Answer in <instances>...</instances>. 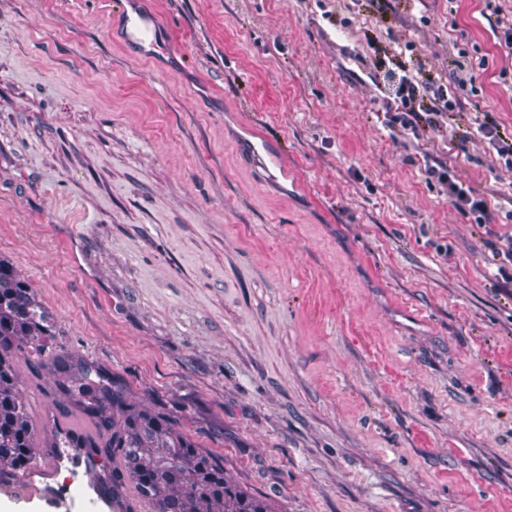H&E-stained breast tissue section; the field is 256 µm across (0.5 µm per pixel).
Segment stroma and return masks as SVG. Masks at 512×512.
<instances>
[{"label":"stroma","mask_w":512,"mask_h":512,"mask_svg":"<svg viewBox=\"0 0 512 512\" xmlns=\"http://www.w3.org/2000/svg\"><path fill=\"white\" fill-rule=\"evenodd\" d=\"M0 0V258L53 350L159 401L271 512H512V0ZM402 58H394V51ZM404 63L460 99L384 126ZM484 200L475 224L426 172ZM33 442L66 406L16 356ZM138 0H114L113 11L123 17L125 26L124 43L133 50L138 61H154L157 55L164 53L165 42L157 37L158 21L154 16L142 14L136 10ZM478 130L488 139L489 144L498 152L499 155L510 156L507 158V164L512 167V134L510 138L502 134L499 130V124L491 115H484L483 121L479 124Z\"/></svg>","instance_id":"stroma-1"}]
</instances>
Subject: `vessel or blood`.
<instances>
[{"mask_svg":"<svg viewBox=\"0 0 512 512\" xmlns=\"http://www.w3.org/2000/svg\"><path fill=\"white\" fill-rule=\"evenodd\" d=\"M113 9L123 18V40L135 59L156 60L165 50L164 42L157 37L156 18L138 12L135 0H113ZM98 466L86 449L44 448L37 462L17 474L0 492L17 503L34 507L36 512H126L127 501L114 500L102 489ZM66 467L77 474V482H59L58 477Z\"/></svg>","mask_w":512,"mask_h":512,"instance_id":"obj_1","label":"vessel or blood"}]
</instances>
